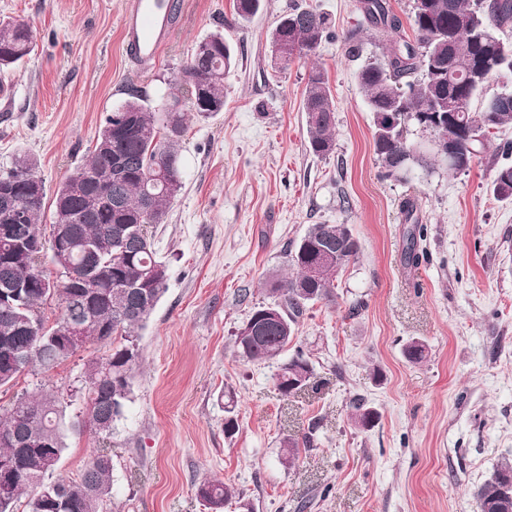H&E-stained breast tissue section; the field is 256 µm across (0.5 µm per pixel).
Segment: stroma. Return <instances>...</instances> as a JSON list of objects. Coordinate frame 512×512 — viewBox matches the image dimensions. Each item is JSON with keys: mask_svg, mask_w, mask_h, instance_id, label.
<instances>
[{"mask_svg": "<svg viewBox=\"0 0 512 512\" xmlns=\"http://www.w3.org/2000/svg\"><path fill=\"white\" fill-rule=\"evenodd\" d=\"M122 2L0 0V19L24 21L35 36L32 54L0 71L11 89L0 98V171L31 155L50 194L129 90L157 99L211 32L234 49L224 110L190 122L179 147L183 190L152 229L167 290L138 331L103 512H208L197 487L213 478L236 490L224 512H477V488L512 462V200L492 191L496 149L512 142V126L493 131L466 171L438 163L387 178L357 79L383 41L358 0H261L248 21L233 0H179L171 41L146 74L123 53ZM296 6L327 14L331 35L279 73L267 36ZM351 32L353 55L342 42ZM315 63L336 104L334 150L323 158L308 148L302 111ZM408 200L424 227L414 266L403 261ZM313 224L347 225L360 252L334 301L300 317L291 346L304 351L314 385L286 397L274 385L278 360L244 362L233 339L267 302L269 276L286 272L285 248ZM413 341L426 348L422 361L404 354ZM107 352L86 345L0 389V407L26 392L55 398L58 475L77 477L98 445L82 379ZM358 399L379 415L371 429L351 422ZM288 435L299 442L291 463Z\"/></svg>", "mask_w": 512, "mask_h": 512, "instance_id": "stroma-1", "label": "stroma"}]
</instances>
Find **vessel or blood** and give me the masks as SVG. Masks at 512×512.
Segmentation results:
<instances>
[{"mask_svg": "<svg viewBox=\"0 0 512 512\" xmlns=\"http://www.w3.org/2000/svg\"><path fill=\"white\" fill-rule=\"evenodd\" d=\"M176 20L175 0H126L121 16L122 47L139 71H150L159 64Z\"/></svg>", "mask_w": 512, "mask_h": 512, "instance_id": "1", "label": "vessel or blood"}]
</instances>
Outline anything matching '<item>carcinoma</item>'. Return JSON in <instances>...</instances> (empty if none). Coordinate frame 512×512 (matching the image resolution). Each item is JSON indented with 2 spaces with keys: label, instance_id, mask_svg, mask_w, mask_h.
Returning a JSON list of instances; mask_svg holds the SVG:
<instances>
[{
  "label": "carcinoma",
  "instance_id": "cac0c4a2",
  "mask_svg": "<svg viewBox=\"0 0 512 512\" xmlns=\"http://www.w3.org/2000/svg\"><path fill=\"white\" fill-rule=\"evenodd\" d=\"M261 0H235L234 10L250 19ZM414 40L399 35L400 21L384 0H360V8L385 38L382 57L359 70L358 80L374 114L373 143L383 174L404 178L414 168L430 169L429 157L407 140V128L416 125L433 137L448 134L455 119L459 161L448 159V145L435 156L448 170H467L488 146L490 130L512 125V96L494 95L478 112L473 100L493 78L512 73V42L496 31L512 26V0H414ZM328 34L327 17L315 9H294L280 18L269 42H282L291 59L314 53ZM214 51L193 48L175 77L177 89L149 103L138 90L112 109L100 127L93 149L56 189L51 202L52 224L65 225L68 255L66 272L54 279L43 269L52 258L51 240L42 235L40 221L46 190L36 162L19 157L0 174V225L9 223L11 201L27 200L24 223L15 225L24 252L10 259L0 254V388L9 387L20 373L38 367L47 372L72 356L76 349L55 339L60 325L80 329L83 342L109 343L106 358L88 361L83 383L88 391L90 425L102 440L112 437L131 393L134 366L139 359L135 331L145 324L166 290L167 266L153 250L148 227L165 222L168 210L183 187L178 146L187 129V112L209 118L224 110V77L234 61L224 33L205 38ZM34 38L23 21L0 20V68L22 61L34 50ZM484 63L481 79L471 75ZM201 94L210 108H197ZM309 147L318 156L334 149L336 104L322 68H311L303 99ZM493 193L512 198V163L497 168ZM405 261H419L417 236L423 227L414 202L404 205ZM358 242L344 224H313L304 238L285 250L294 275L275 274L267 289L271 302L256 307L234 338V347L247 362L279 357L291 343L295 325L306 306L332 301L338 274L358 254ZM54 260L55 265L63 263ZM57 298L61 317L46 326L41 308ZM273 310L278 316L263 320ZM314 370L301 351L282 362L274 382L284 396L309 386ZM378 419L373 409L356 404L353 423L369 428ZM62 415L48 393L16 398L0 410V458L12 460L16 482L11 494L0 497V512H17L26 499V512H101L113 482L112 449L94 450L82 473L67 479L54 476L46 456L61 459L64 451ZM199 497L211 512H224L235 496L219 479L198 487ZM479 512H512V463L497 469L477 492Z\"/></svg>",
  "mask_w": 512,
  "mask_h": 512
}]
</instances>
